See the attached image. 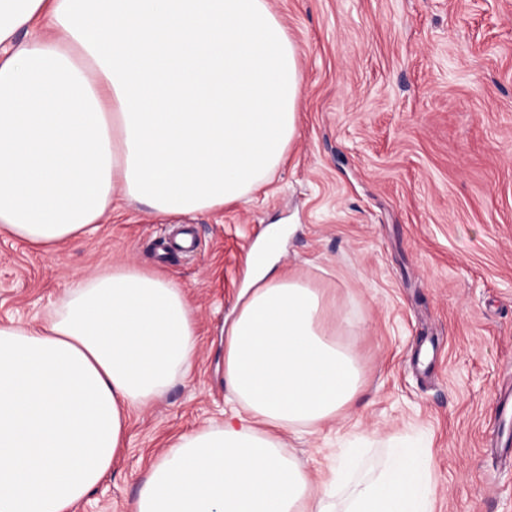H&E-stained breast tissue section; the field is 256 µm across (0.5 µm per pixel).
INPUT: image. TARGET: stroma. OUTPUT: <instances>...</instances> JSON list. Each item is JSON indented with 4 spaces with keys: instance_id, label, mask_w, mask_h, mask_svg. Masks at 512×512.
<instances>
[{
    "instance_id": "1",
    "label": "stroma",
    "mask_w": 512,
    "mask_h": 512,
    "mask_svg": "<svg viewBox=\"0 0 512 512\" xmlns=\"http://www.w3.org/2000/svg\"><path fill=\"white\" fill-rule=\"evenodd\" d=\"M299 49L298 135L272 181L218 212L113 209L52 252L0 237V324L42 322L67 285L117 263L154 269L195 313L191 374L137 410L102 483L73 512H129L174 439L233 418L224 331L249 248L284 229L278 265L336 299L365 371L347 412L284 433L322 484L339 446L361 469L416 434L432 451L434 512H512V463L490 453L512 386V0H268ZM194 225V254L162 252Z\"/></svg>"
}]
</instances>
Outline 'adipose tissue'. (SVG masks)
Here are the masks:
<instances>
[{
	"label": "adipose tissue",
	"mask_w": 512,
	"mask_h": 512,
	"mask_svg": "<svg viewBox=\"0 0 512 512\" xmlns=\"http://www.w3.org/2000/svg\"><path fill=\"white\" fill-rule=\"evenodd\" d=\"M301 97L268 0H0V234L52 251L121 199L161 216L241 201L283 162ZM280 235L251 254L224 344L227 393L252 425L179 435L130 512H433L417 441L362 480L354 452L337 454L334 503L286 451L282 432L341 415L364 373L332 299L276 270ZM197 345L181 288L127 265L71 282L44 324L0 326V512H72Z\"/></svg>",
	"instance_id": "ef3b65f1"
}]
</instances>
